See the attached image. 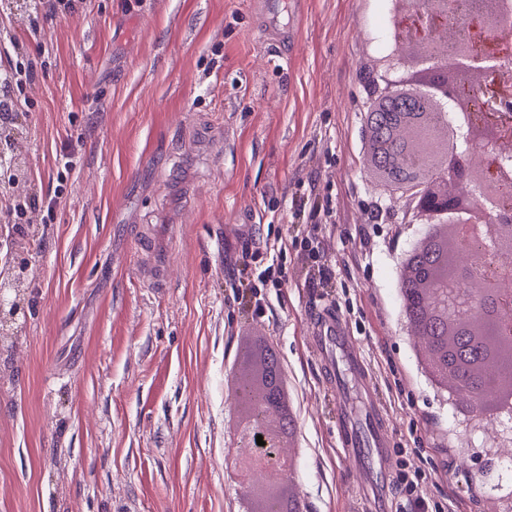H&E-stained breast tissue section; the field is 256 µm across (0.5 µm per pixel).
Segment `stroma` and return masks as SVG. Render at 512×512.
Returning <instances> with one entry per match:
<instances>
[{
  "label": "stroma",
  "instance_id": "35a3bbf8",
  "mask_svg": "<svg viewBox=\"0 0 512 512\" xmlns=\"http://www.w3.org/2000/svg\"><path fill=\"white\" fill-rule=\"evenodd\" d=\"M368 11L84 0L49 17L0 0V66L30 75L13 88L9 152L27 170L14 196L52 202L17 218L38 236L26 317L0 343V512H240L226 378L246 336L291 388L304 512H358L312 351L323 306L374 373L391 474L428 472L417 494L442 512H512L478 476L494 432L467 443L401 312L397 265L426 227L364 165L383 54ZM284 238L280 287L254 292Z\"/></svg>",
  "mask_w": 512,
  "mask_h": 512
}]
</instances>
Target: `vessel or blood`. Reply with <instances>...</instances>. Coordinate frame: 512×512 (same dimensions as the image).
Returning a JSON list of instances; mask_svg holds the SVG:
<instances>
[{
  "label": "vessel or blood",
  "instance_id": "1",
  "mask_svg": "<svg viewBox=\"0 0 512 512\" xmlns=\"http://www.w3.org/2000/svg\"><path fill=\"white\" fill-rule=\"evenodd\" d=\"M310 325L313 347L337 401L345 402L354 390L363 401L361 413H345L339 427L348 474L362 487L377 480L379 470L389 462L388 426L373 398L360 347L347 324L325 307L314 314Z\"/></svg>",
  "mask_w": 512,
  "mask_h": 512
}]
</instances>
